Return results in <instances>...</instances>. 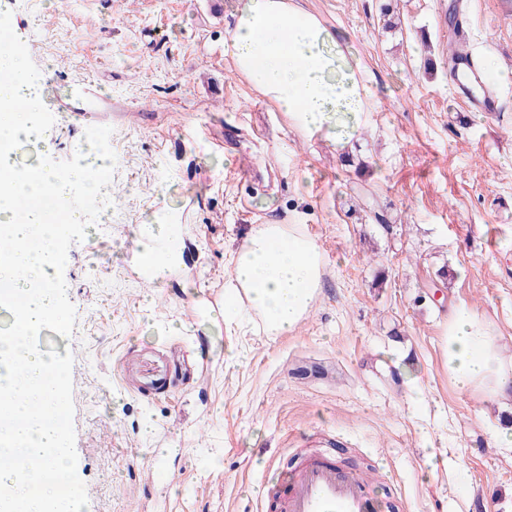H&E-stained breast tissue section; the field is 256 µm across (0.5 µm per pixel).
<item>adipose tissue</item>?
Segmentation results:
<instances>
[{
    "instance_id": "ef3b65f1",
    "label": "adipose tissue",
    "mask_w": 512,
    "mask_h": 512,
    "mask_svg": "<svg viewBox=\"0 0 512 512\" xmlns=\"http://www.w3.org/2000/svg\"><path fill=\"white\" fill-rule=\"evenodd\" d=\"M224 54L305 136L343 147L365 123L370 90L357 63L336 31L299 0H240ZM322 266L318 245L297 225H252L224 290L225 321L245 312L260 318L267 335H287L318 298ZM442 351L458 387L493 400L512 396V366L474 311L450 314Z\"/></svg>"
}]
</instances>
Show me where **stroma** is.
Instances as JSON below:
<instances>
[{
	"label": "stroma",
	"instance_id": "stroma-1",
	"mask_svg": "<svg viewBox=\"0 0 512 512\" xmlns=\"http://www.w3.org/2000/svg\"><path fill=\"white\" fill-rule=\"evenodd\" d=\"M359 62L371 110L351 149L306 139L224 55L240 0H0L55 122L23 151L87 150L56 92L91 78L116 155L111 201L72 244L64 279L83 512H260L326 439L375 471L393 512H512V397L459 389L441 352L458 307L512 362V0H300ZM399 19L383 28L384 12ZM494 65L498 109L451 86L448 29ZM185 211L167 278L138 281L140 224ZM254 224H299L324 256L321 293L285 336L208 309ZM160 466L165 484L141 473Z\"/></svg>",
	"mask_w": 512,
	"mask_h": 512
}]
</instances>
